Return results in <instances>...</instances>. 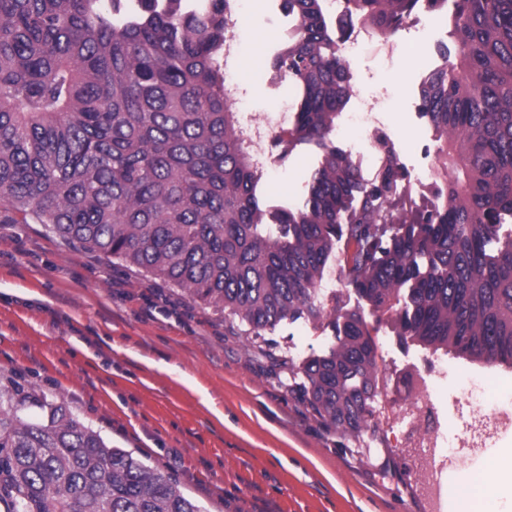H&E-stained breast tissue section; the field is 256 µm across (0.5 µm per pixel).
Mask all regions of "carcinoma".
Returning a JSON list of instances; mask_svg holds the SVG:
<instances>
[{
  "instance_id": "1",
  "label": "carcinoma",
  "mask_w": 512,
  "mask_h": 512,
  "mask_svg": "<svg viewBox=\"0 0 512 512\" xmlns=\"http://www.w3.org/2000/svg\"><path fill=\"white\" fill-rule=\"evenodd\" d=\"M0 0V206L237 319L258 339L318 321L336 241L341 271L402 339L512 364V0H448L456 52L421 83L443 163L433 200L405 204L394 146L368 179L329 140L351 89L338 41L358 23L396 33L420 0H284L300 28L271 62L300 93L286 150L321 159L303 208L266 215L262 178L224 85L230 0ZM281 225L278 237L265 219ZM303 365L301 401L336 434L371 424L376 343L336 310ZM0 512H203L175 479L113 446L40 387L0 386Z\"/></svg>"
}]
</instances>
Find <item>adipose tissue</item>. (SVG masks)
Instances as JSON below:
<instances>
[{
  "label": "adipose tissue",
  "instance_id": "adipose-tissue-1",
  "mask_svg": "<svg viewBox=\"0 0 512 512\" xmlns=\"http://www.w3.org/2000/svg\"><path fill=\"white\" fill-rule=\"evenodd\" d=\"M488 475L469 479L460 512H499L503 500H512V448L492 458Z\"/></svg>",
  "mask_w": 512,
  "mask_h": 512
}]
</instances>
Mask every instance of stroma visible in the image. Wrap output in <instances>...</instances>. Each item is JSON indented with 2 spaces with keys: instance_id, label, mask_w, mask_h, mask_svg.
<instances>
[{
  "instance_id": "stroma-1",
  "label": "stroma",
  "mask_w": 512,
  "mask_h": 512,
  "mask_svg": "<svg viewBox=\"0 0 512 512\" xmlns=\"http://www.w3.org/2000/svg\"><path fill=\"white\" fill-rule=\"evenodd\" d=\"M243 34L227 59L238 71L237 111L267 112L292 93L267 81L263 53L270 26L233 20ZM435 48L400 32L393 48L368 47L350 66L352 82H378L390 95V120L402 125ZM319 149L300 144L277 177L261 179L264 206L302 207ZM325 307L364 313L377 344V434L343 438L327 430L298 394L301 367L332 341L327 324L283 321L250 341L239 322L191 301L170 283L70 244L42 224L0 223V384L28 382L56 393L102 437L176 477L203 512H430L418 451L404 447L396 423L418 356L433 348L387 334V316L344 278ZM471 374L490 406L510 414L492 448H512V367L456 355L448 382ZM492 448L464 449L441 482L456 486L488 473Z\"/></svg>"
}]
</instances>
